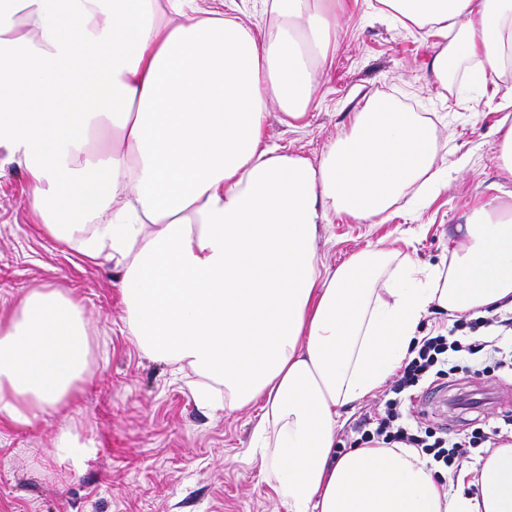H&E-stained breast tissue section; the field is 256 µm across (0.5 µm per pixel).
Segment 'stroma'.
Returning <instances> with one entry per match:
<instances>
[{
  "label": "stroma",
  "mask_w": 512,
  "mask_h": 512,
  "mask_svg": "<svg viewBox=\"0 0 512 512\" xmlns=\"http://www.w3.org/2000/svg\"><path fill=\"white\" fill-rule=\"evenodd\" d=\"M256 31L267 30L261 0H192ZM377 0H357L336 24L325 69L314 80L306 118L288 126L277 105L266 123L269 142L319 163L344 136L354 112L372 98L431 118L438 165L448 179L427 205L404 200L380 224L342 215L321 225L317 253L328 268L378 241L395 244L419 263L447 258L467 206L500 179L496 129L507 116L512 70L481 84L463 61L447 86L431 62L446 40L381 17ZM26 175L0 147V313L36 288L52 287L77 301L91 338L89 375L62 412L22 426L0 421V512H287L250 460L255 408L211 411L193 396L189 374L150 360L124 334L118 272L111 262L85 260L76 244L47 236L25 200ZM480 356L461 360L434 407L456 432L463 420L512 414V371L479 374ZM64 430L93 441L97 452L81 470L52 451Z\"/></svg>",
  "instance_id": "obj_1"
}]
</instances>
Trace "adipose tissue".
I'll use <instances>...</instances> for the list:
<instances>
[{
    "instance_id": "1",
    "label": "adipose tissue",
    "mask_w": 512,
    "mask_h": 512,
    "mask_svg": "<svg viewBox=\"0 0 512 512\" xmlns=\"http://www.w3.org/2000/svg\"><path fill=\"white\" fill-rule=\"evenodd\" d=\"M444 35L447 84L512 64V0H379ZM256 34L180 0H0V146L24 165L46 233L112 261L126 334L201 377L213 408L260 405L253 438L288 512H512V440L482 458L475 495L439 482L402 444L337 453L342 410L418 342L429 307L512 308V191L477 198L447 260L425 268L384 243L322 267L321 224L370 222L444 176L431 128L367 101L319 164L266 139L268 106L301 121L349 0H264ZM104 150L92 148L100 131ZM82 309L56 288L0 316V419L68 406L89 371Z\"/></svg>"
}]
</instances>
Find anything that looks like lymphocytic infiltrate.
<instances>
[{
	"mask_svg": "<svg viewBox=\"0 0 512 512\" xmlns=\"http://www.w3.org/2000/svg\"><path fill=\"white\" fill-rule=\"evenodd\" d=\"M455 335L436 333L422 337L411 354L385 383L380 401L363 413L355 423L354 445L383 443L404 444L425 455L430 466L461 469L467 462L468 449L478 447L485 439L480 427L462 430L459 436L449 435L446 426L409 423L404 408L406 391L427 383L438 386L456 370L457 361L465 355L487 352L495 367H512V348L498 346L495 341L477 338L481 328L500 327L512 331V315L493 314L469 322L454 324Z\"/></svg>",
	"mask_w": 512,
	"mask_h": 512,
	"instance_id": "lymphocytic-infiltrate-1",
	"label": "lymphocytic infiltrate"
}]
</instances>
